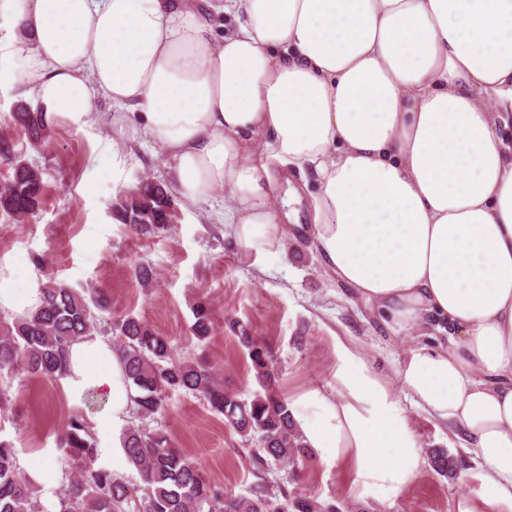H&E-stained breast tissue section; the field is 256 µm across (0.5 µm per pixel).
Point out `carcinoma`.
<instances>
[{
    "label": "carcinoma",
    "instance_id": "cac0c4a2",
    "mask_svg": "<svg viewBox=\"0 0 512 512\" xmlns=\"http://www.w3.org/2000/svg\"><path fill=\"white\" fill-rule=\"evenodd\" d=\"M35 148L42 146L52 129L45 113L32 112L23 103L12 114ZM0 160L7 175L0 178V213L19 226L39 213L45 185L42 172L15 151L7 137L0 138ZM175 206L171 188L155 180L119 191L110 213L120 224L145 238L168 234L169 214ZM43 296L33 311L0 318V372H24L47 380L65 376L70 346L95 333L111 338L132 391V417L120 436L126 460L139 475L130 483L111 470L96 466V438L81 414L70 417L59 442L73 472L56 495L54 512H340L334 504L301 494H289L268 475L295 465L308 456L288 402L273 389L275 361L261 341L242 335L255 378L261 390L250 398L224 386L206 353L213 326L209 304L202 297L191 306L190 333L201 353L182 357L172 340L156 332L132 312L114 315L107 294L100 288L75 289L45 271ZM139 286L151 288L149 263H134ZM184 392L203 399L210 410L224 417V425L240 438L247 464L262 482L245 494H231L213 485L201 467L186 457L162 424L167 399ZM436 473L446 476L457 467L444 451L431 452ZM0 512H46L40 490L21 471L14 444L0 439Z\"/></svg>",
    "mask_w": 512,
    "mask_h": 512
}]
</instances>
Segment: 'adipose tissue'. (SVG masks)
Wrapping results in <instances>:
<instances>
[{"instance_id":"adipose-tissue-1","label":"adipose tissue","mask_w":512,"mask_h":512,"mask_svg":"<svg viewBox=\"0 0 512 512\" xmlns=\"http://www.w3.org/2000/svg\"><path fill=\"white\" fill-rule=\"evenodd\" d=\"M0 0L32 48L23 73L49 122L87 126L116 106L172 162L190 207L221 196L224 233L249 256L282 246L299 210L272 201L270 160L309 171V226L326 270L421 339L396 380L337 340L333 383L290 401L307 447L396 495L423 451L402 397L449 426L512 501V0ZM231 17L215 31L212 17ZM0 275V309L41 299ZM71 403L106 401L123 428L131 391L110 340L69 352Z\"/></svg>"}]
</instances>
